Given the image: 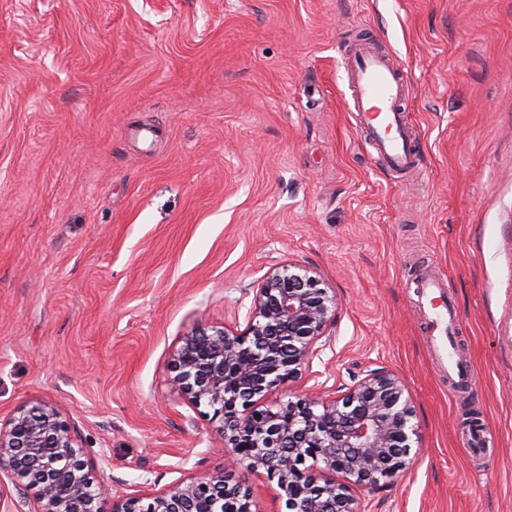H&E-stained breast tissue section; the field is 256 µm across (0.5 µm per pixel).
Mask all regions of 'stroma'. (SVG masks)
Wrapping results in <instances>:
<instances>
[{
	"label": "stroma",
	"instance_id": "1",
	"mask_svg": "<svg viewBox=\"0 0 512 512\" xmlns=\"http://www.w3.org/2000/svg\"><path fill=\"white\" fill-rule=\"evenodd\" d=\"M368 31L406 77L409 180L347 110L336 46ZM288 264L338 307L272 402L378 368L413 400L414 464L361 512H512V0H0V425L53 402L114 497L223 472L170 361L194 328L244 326ZM234 477L252 512H288L275 480ZM418 288H421L422 295L427 298L434 312L436 327L444 326L440 332L442 336H446V339L441 341V351L448 361V369L455 374L457 378L455 383L457 385H466L469 382L471 373L468 367L455 359V349L451 336H453L454 329L458 325V317L451 298L443 290L444 285L442 281L432 277L427 272L423 274Z\"/></svg>",
	"mask_w": 512,
	"mask_h": 512
}]
</instances>
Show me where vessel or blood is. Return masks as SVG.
Returning <instances> with one entry per match:
<instances>
[{"label": "vessel or blood", "mask_w": 512, "mask_h": 512, "mask_svg": "<svg viewBox=\"0 0 512 512\" xmlns=\"http://www.w3.org/2000/svg\"><path fill=\"white\" fill-rule=\"evenodd\" d=\"M374 42V37L366 35L341 50L347 77V107L377 160L386 169L407 176L417 171L418 155L410 143L404 115L405 77L388 55L376 50ZM420 288L441 329V351L448 367L455 374L457 385H466L471 373L456 360L451 341L458 324L452 301L442 281L430 274H423Z\"/></svg>", "instance_id": "b4317fda"}]
</instances>
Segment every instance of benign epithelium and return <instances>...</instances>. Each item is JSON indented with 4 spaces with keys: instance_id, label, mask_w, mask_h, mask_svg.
Instances as JSON below:
<instances>
[{
    "instance_id": "7a95c632",
    "label": "benign epithelium",
    "mask_w": 512,
    "mask_h": 512,
    "mask_svg": "<svg viewBox=\"0 0 512 512\" xmlns=\"http://www.w3.org/2000/svg\"><path fill=\"white\" fill-rule=\"evenodd\" d=\"M336 309V294L309 271L275 267L255 290L244 329H193L171 359L173 389L192 407L213 410L227 466L277 480L289 512H359L357 494L404 473L419 439L411 397L388 370L368 371L339 396L262 407L310 364L319 341L330 342ZM307 458L339 479L308 473ZM0 473L37 492L31 507L1 490L0 507L12 512H252L250 493L228 473L180 478L104 508L106 488L45 400L19 406L0 427Z\"/></svg>"
}]
</instances>
